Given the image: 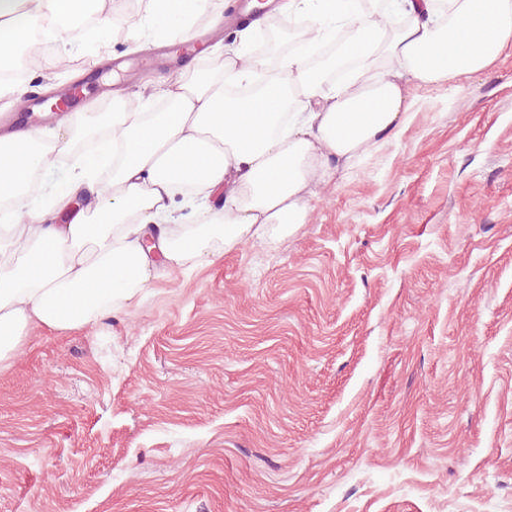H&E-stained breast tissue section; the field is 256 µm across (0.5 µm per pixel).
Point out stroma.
Here are the masks:
<instances>
[{"label": "stroma", "instance_id": "1", "mask_svg": "<svg viewBox=\"0 0 512 512\" xmlns=\"http://www.w3.org/2000/svg\"><path fill=\"white\" fill-rule=\"evenodd\" d=\"M227 0L206 70L251 53ZM46 33L20 85L154 95L180 73L117 0ZM289 234L153 280L97 326L31 329L0 369V512H512V56L414 93Z\"/></svg>", "mask_w": 512, "mask_h": 512}]
</instances>
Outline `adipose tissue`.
Here are the masks:
<instances>
[{
	"mask_svg": "<svg viewBox=\"0 0 512 512\" xmlns=\"http://www.w3.org/2000/svg\"><path fill=\"white\" fill-rule=\"evenodd\" d=\"M92 1L106 11L107 0H0V64L33 29L84 17ZM205 5L146 0V13L154 30L185 43ZM399 8L405 22L390 30L357 0H282L281 11L305 21L310 47L336 20L352 26L359 63L332 84L314 77L305 52L274 66L235 52L209 70L159 79V109L117 93L111 111L90 102L65 114L53 139L0 134V364L32 327L68 331L133 306L150 286L151 253L169 270L203 265L267 226L304 223V192L333 177L330 159L397 134L410 84H450L512 56V0H401ZM381 56L392 70L372 75ZM260 77L259 94L229 95ZM63 159L71 177L54 186L51 207L40 206L32 178ZM83 189L90 201L72 209ZM215 195L224 199L218 211L207 207ZM183 205L201 220L148 240V225ZM57 210L68 223H55Z\"/></svg>",
	"mask_w": 512,
	"mask_h": 512,
	"instance_id": "adipose-tissue-1",
	"label": "adipose tissue"
}]
</instances>
